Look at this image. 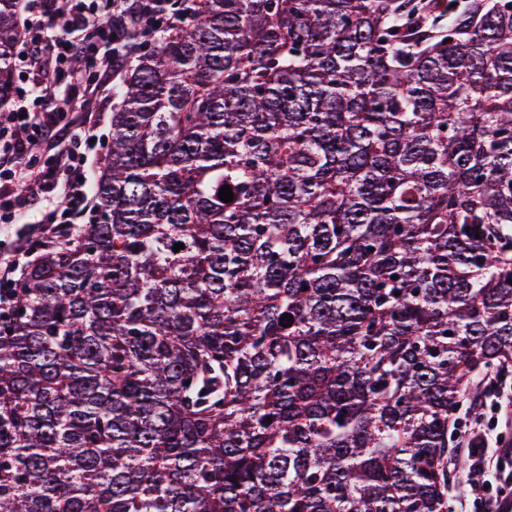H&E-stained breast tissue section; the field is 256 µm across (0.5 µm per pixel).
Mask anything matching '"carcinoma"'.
Masks as SVG:
<instances>
[{
	"label": "carcinoma",
	"mask_w": 512,
	"mask_h": 512,
	"mask_svg": "<svg viewBox=\"0 0 512 512\" xmlns=\"http://www.w3.org/2000/svg\"><path fill=\"white\" fill-rule=\"evenodd\" d=\"M126 50L94 217L6 289L0 512H450L512 370V0H194Z\"/></svg>",
	"instance_id": "cac0c4a2"
}]
</instances>
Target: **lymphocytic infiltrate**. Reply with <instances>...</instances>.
Wrapping results in <instances>:
<instances>
[{
  "label": "lymphocytic infiltrate",
  "instance_id": "obj_1",
  "mask_svg": "<svg viewBox=\"0 0 512 512\" xmlns=\"http://www.w3.org/2000/svg\"><path fill=\"white\" fill-rule=\"evenodd\" d=\"M131 15L146 34L171 19L168 0H26V57L35 66L0 113L1 223L49 234L94 211L88 184L102 144L80 113L122 65L113 43ZM464 437L462 512H512V446L478 427Z\"/></svg>",
  "mask_w": 512,
  "mask_h": 512
}]
</instances>
